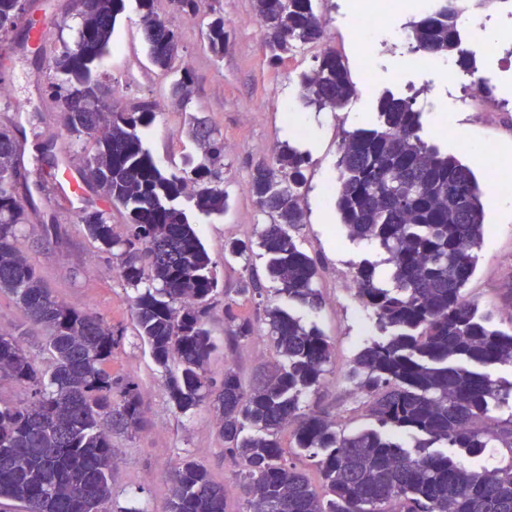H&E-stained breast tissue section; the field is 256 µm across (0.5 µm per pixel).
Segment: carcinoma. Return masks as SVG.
Here are the masks:
<instances>
[{
    "label": "carcinoma",
    "mask_w": 512,
    "mask_h": 512,
    "mask_svg": "<svg viewBox=\"0 0 512 512\" xmlns=\"http://www.w3.org/2000/svg\"><path fill=\"white\" fill-rule=\"evenodd\" d=\"M186 16L202 13L204 0H171ZM140 25L151 63L175 75L170 94L190 103L192 71L178 61V36L154 9L138 0ZM126 0H78L75 37L52 57L51 90L70 138L87 136L95 151L84 157L83 178L113 208L128 213V231L114 232L110 212L85 210L86 234L115 253L118 277L136 290V335L165 371L164 386L176 410L205 403L214 413L235 468L246 512H512V462L475 470L469 458L497 442L512 454V420L499 428L478 426L491 404L512 395L491 369L512 365V332L478 312L464 293L474 275L484 231L486 190L458 157L427 141L415 100L383 93L376 122L348 131L339 146L336 210L349 237L382 250L380 261L354 267L351 280L384 338L353 359L348 379L383 428L416 434L410 451L378 430L348 433L342 421L303 409L317 392L330 362L328 339L314 325L280 307L266 309L268 335L278 359L253 382L232 367L216 384L208 365L216 350L209 314L224 294L215 262L202 244L182 198L206 216L222 215L228 198L219 186L224 142L195 118L191 133L202 148L198 162L165 173L145 147L142 131L159 112L138 99L103 113L105 97L123 91L93 76L107 52ZM22 0H0V31L13 25ZM269 62L315 43L325 44L318 65L299 80L305 104L341 111L357 88L342 58L327 44L326 21L315 0H254ZM460 0H439L435 11L408 22L413 49L425 56L454 57L472 69L474 52L459 37ZM224 17L205 23L207 49L224 53ZM309 155L289 143L254 169L249 192L271 217L258 234L267 275L277 292L309 309L324 303L313 288L318 260L298 240L306 223L303 189ZM18 145L0 130V295L44 328L47 366L24 349V334H0V380L27 386L30 399H0V500L21 512H106L112 497V436L131 435L147 419L139 385L112 375L121 335L97 316L58 300L17 246V227L27 221L18 196ZM392 286L383 285L379 264ZM237 295L261 293L250 262L243 265ZM235 300L224 301L234 324L229 346L255 334L239 317ZM292 432L296 455L315 459L323 492L283 448ZM463 448L469 458L435 449ZM168 512H227L224 483L186 455L168 472Z\"/></svg>",
    "instance_id": "cac0c4a2"
}]
</instances>
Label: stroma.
<instances>
[{
	"mask_svg": "<svg viewBox=\"0 0 512 512\" xmlns=\"http://www.w3.org/2000/svg\"><path fill=\"white\" fill-rule=\"evenodd\" d=\"M24 7L25 20L38 22L47 18L51 25L42 50L37 52L28 47L25 20L0 34V74L9 76L0 90V128L10 130L20 145L18 193L32 198L27 222L20 227L19 246L56 297L122 330L112 372L138 383L148 419L146 428L137 435H117L112 439V497L107 512H122L133 501L145 512H167L169 491L165 476L188 454L202 463L215 480L224 483L229 512H244L233 469L224 454V442L212 425L211 411L203 405L180 414L172 407L160 368L133 330L131 306L135 292L119 280L115 256L86 236L80 209L52 201L54 162L45 148L51 139L63 135L64 127L62 112L47 90L52 79L47 64L51 51L75 34V7L72 0H24ZM204 7L223 15L226 21L228 37L223 57H215L206 49L196 19L177 14L170 0H157L158 12L170 20L178 35L180 55L195 76L188 106L179 105L171 97V77L151 64L143 45L135 0H128L119 17L112 47L99 62L97 73L102 81L123 88L128 98L162 102V112L143 136L160 169L169 172L183 167L186 159L200 158L201 150L189 131L190 116L203 119L223 140L222 186L229 196L228 211L216 218L199 214L189 202L184 209L215 261L219 284L227 295L236 296L242 266L225 260V241H256L269 221L249 193L255 165L269 159L285 142L306 151L310 156L304 198L307 222L300 240L303 249L320 262L314 286L325 299L315 311L289 301L277 293L275 283L268 278L265 258L252 256L262 294L252 299L236 297L235 310L254 323L256 333L235 353H228L223 343L230 325L224 319L223 305H216L210 326L217 350L210 360L209 372L219 380L225 367L232 366L249 382L265 363L274 360L265 309L277 306L304 324L317 326L332 345L325 379L316 393L305 397V404L330 412L351 430L375 427V420L367 416L366 406L347 372L355 354L368 340L378 337L379 331L371 310L360 305L348 282L354 266L366 259L378 260L380 254L373 245L348 237L336 211L335 196L325 193L323 181L338 176L336 164L344 131L371 126L377 100L389 90L398 96H416L427 140L464 164L473 165L481 184H488L493 166H474L472 152L491 147L497 160L512 163V44L505 40L490 43L484 30L469 39L476 72L483 76L497 104L493 112H471L459 102L458 90L448 87L441 69L421 66L414 55L382 56L368 75H361L360 62L349 43L353 26L351 0H320L318 9L333 33L337 54L357 85V95L345 111L317 112L316 138L295 137L289 133L292 120L307 112L299 98V79L316 67L322 45L306 46L282 64L273 65L262 48L252 0H206ZM19 100L26 102V111L16 110ZM452 103L457 106L453 131L435 133L436 119ZM466 294L480 311L492 314L500 329H512V321L503 316L512 305V217L498 213L493 204L486 210L478 267ZM21 331L27 334V353L36 361H46L42 329L27 324L21 310L8 297L0 296V333Z\"/></svg>",
	"mask_w": 512,
	"mask_h": 512,
	"instance_id": "obj_1",
	"label": "stroma"
}]
</instances>
